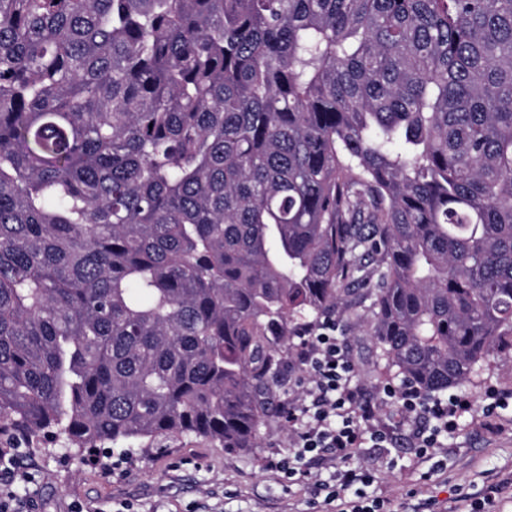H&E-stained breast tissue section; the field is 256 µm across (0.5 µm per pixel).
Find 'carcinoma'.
Instances as JSON below:
<instances>
[{"mask_svg":"<svg viewBox=\"0 0 512 512\" xmlns=\"http://www.w3.org/2000/svg\"><path fill=\"white\" fill-rule=\"evenodd\" d=\"M329 315L512 353V0H0V434L254 448Z\"/></svg>","mask_w":512,"mask_h":512,"instance_id":"1","label":"carcinoma"}]
</instances>
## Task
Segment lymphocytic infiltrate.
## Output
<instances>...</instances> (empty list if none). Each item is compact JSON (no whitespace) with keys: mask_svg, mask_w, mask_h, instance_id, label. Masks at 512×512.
Segmentation results:
<instances>
[{"mask_svg":"<svg viewBox=\"0 0 512 512\" xmlns=\"http://www.w3.org/2000/svg\"><path fill=\"white\" fill-rule=\"evenodd\" d=\"M338 330L331 319L300 331L293 362L303 373L302 393L283 413L288 452L269 465L288 482L303 483L312 477L309 462L329 454L338 463L335 488L320 512H383L382 500L365 496L372 483L370 466L354 464L353 458L367 446L391 447L394 431L385 421L386 408H396L417 454L431 457L472 404L456 394L428 396L405 382L384 386L381 396H366Z\"/></svg>","mask_w":512,"mask_h":512,"instance_id":"lymphocytic-infiltrate-1","label":"lymphocytic infiltrate"}]
</instances>
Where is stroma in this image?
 Segmentation results:
<instances>
[{"label":"stroma","mask_w":512,"mask_h":512,"mask_svg":"<svg viewBox=\"0 0 512 512\" xmlns=\"http://www.w3.org/2000/svg\"><path fill=\"white\" fill-rule=\"evenodd\" d=\"M349 356L366 395H377L378 350L365 326L344 323ZM495 387L512 395V359L478 365L458 386L474 406ZM496 431L463 418L446 448L434 459L417 458L405 429H397L392 464L375 473L368 496L384 500L387 512H444L452 494L469 501L484 498L488 487L512 476V398L495 414ZM288 445V429L278 413L261 428L257 447L224 448L193 436L160 444L100 448L77 456L59 444H30L16 461L29 481L16 490L14 512H316L312 492L288 485L267 468ZM431 480H422V473Z\"/></svg>","instance_id":"obj_1"}]
</instances>
